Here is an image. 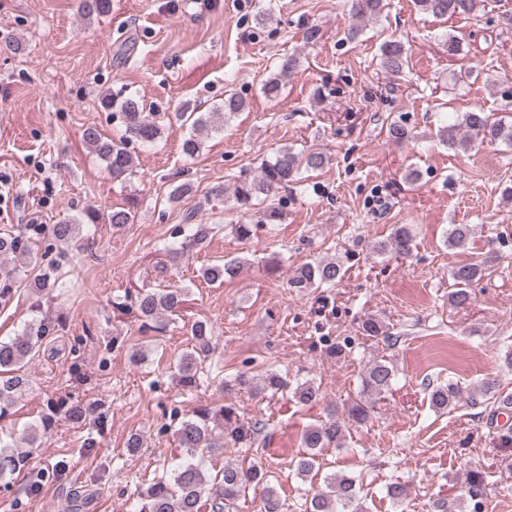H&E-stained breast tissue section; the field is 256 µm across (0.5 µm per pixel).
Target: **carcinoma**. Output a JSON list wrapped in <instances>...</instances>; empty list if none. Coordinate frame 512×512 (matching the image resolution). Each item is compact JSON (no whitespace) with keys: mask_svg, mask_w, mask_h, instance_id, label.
Returning a JSON list of instances; mask_svg holds the SVG:
<instances>
[{"mask_svg":"<svg viewBox=\"0 0 512 512\" xmlns=\"http://www.w3.org/2000/svg\"><path fill=\"white\" fill-rule=\"evenodd\" d=\"M349 17L352 21L350 33H355L357 24L377 17L384 7V0H348ZM415 8L435 18H448L457 14H473L485 8L484 0H413ZM407 52L399 40H388L380 45L379 69L392 77H398L407 64ZM298 66V58L290 55L281 60L279 71L272 74L264 84V92L270 97L279 94L283 79ZM245 100L235 92L224 95L223 104L207 112L185 105L175 118L188 128L183 151L193 156L201 149V136L224 128L231 116L244 110ZM125 135L114 140L100 134L94 128L85 130L84 137L94 153L106 163L115 179H125L134 173L135 162L130 145H150L161 138L163 123L161 114L146 111L144 103L129 95L119 105ZM439 139L450 149L471 148L477 141H503L512 143V121L506 116H493L485 112H463L457 120L439 130ZM326 157L320 152H296L293 147H280L274 157L262 161L258 173L245 172L237 176L233 184V195L239 211L246 222L233 225L234 234L242 241L249 240L257 228L272 226L282 219L281 204L276 197L303 182L302 172L324 167ZM197 211L188 212L184 223L175 232L177 240L164 247L165 253L177 259L189 250L203 247L215 226L196 221ZM83 223L79 220L63 221L49 227L43 224H26L17 232L0 233V305L7 306L17 292V284L23 280L33 282L35 291L49 293L55 288L66 287L60 279L57 265L46 267L33 258L34 241L49 233L61 244L73 242L80 234ZM471 227L454 224L447 237L448 246L465 244ZM415 248L414 236L407 226L400 224L390 234L376 242L373 252L408 257ZM245 260L232 259L211 263L200 270V276L209 284H223L236 278ZM345 274L344 265L336 259L307 262L293 273L290 285L300 291L310 288H333ZM453 290L448 299L456 306L470 300L471 288L489 276L484 262L465 263L452 273ZM185 288H141L128 289L112 298V309L124 315L136 313L141 321L140 330L159 331L166 328L167 318L176 315L186 301ZM55 326L43 320L24 326L21 333L0 340V420L11 415V409L25 395L30 379L26 366L36 347L54 331ZM363 335L390 339L389 327L376 319L362 324ZM191 347L181 353L173 367L179 382L188 391L197 390L207 379L205 362L211 353V328L208 322L196 320L188 327ZM395 376L393 363L385 357L368 363L361 376V400L349 411V420L365 421L368 410L374 407L376 398L387 392ZM260 391L274 394L288 391L301 405H315L322 398L320 387L311 380L290 386L282 375L269 371L263 377ZM431 406L436 410H448L459 405L460 389L453 382L435 385L429 394ZM48 413L41 422L26 428L20 437L0 436V483L9 484L12 476L22 470L29 460L31 449L44 443L54 418L62 414L72 423H82L92 408L78 400L64 399L47 403ZM265 428L260 419L247 420L235 407L208 404L197 406L192 413L177 422L174 434L185 458L151 480L137 495L132 505L133 512H232L236 501L251 487L263 489V512H283L284 501L277 489L271 486L268 470L262 459L248 456L258 436ZM348 424L330 416L327 420L305 427L302 433L303 451L292 459L295 474L307 478L320 471L319 456L323 449L344 447ZM233 449L243 454L236 462H226L212 474L206 462L215 461L224 450ZM360 481L344 474L333 473L324 477L323 488L306 500V512H364L359 493ZM482 482L476 478L465 486V501L478 509L483 496Z\"/></svg>","mask_w":512,"mask_h":512,"instance_id":"obj_1","label":"carcinoma"}]
</instances>
